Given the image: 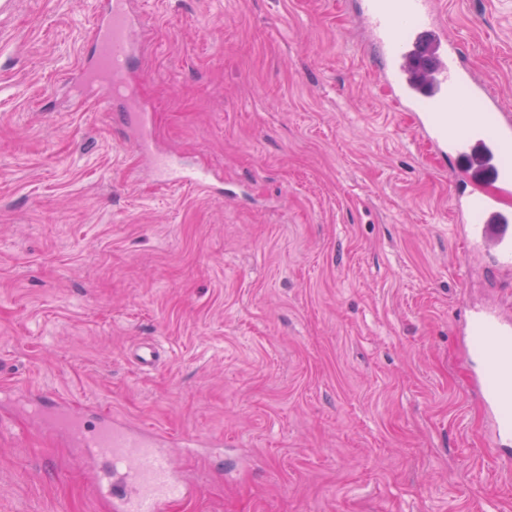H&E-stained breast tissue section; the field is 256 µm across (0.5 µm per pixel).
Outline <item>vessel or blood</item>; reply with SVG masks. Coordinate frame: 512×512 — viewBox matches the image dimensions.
Returning a JSON list of instances; mask_svg holds the SVG:
<instances>
[{"mask_svg": "<svg viewBox=\"0 0 512 512\" xmlns=\"http://www.w3.org/2000/svg\"><path fill=\"white\" fill-rule=\"evenodd\" d=\"M359 14L376 50L377 73L393 101L414 117L418 137L453 161L463 191L453 195L456 223L470 254L489 256L501 270L512 268V114L501 111L486 83L465 64L460 41L448 39L434 0H360ZM142 27L132 0H104L90 25L92 51L73 84L94 89L100 106L118 102L125 124L135 125L132 143L149 156L161 182L172 187L210 188L208 172L186 167L175 154L150 155L153 114L137 95L145 73L134 70ZM471 106L452 110L459 98ZM464 332L473 345L469 387L492 420L490 442L499 458L512 460V314L494 309L469 313ZM48 427L64 435L82 456L105 461L111 480L95 477L96 495L114 512H167L180 478L171 465L170 447L195 453L200 443L176 439L147 427H132L99 413L90 434L73 429L82 421L70 402L52 396Z\"/></svg>", "mask_w": 512, "mask_h": 512, "instance_id": "vessel-or-blood-1", "label": "vessel or blood"}]
</instances>
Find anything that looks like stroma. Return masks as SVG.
I'll return each instance as SVG.
<instances>
[{"mask_svg":"<svg viewBox=\"0 0 512 512\" xmlns=\"http://www.w3.org/2000/svg\"><path fill=\"white\" fill-rule=\"evenodd\" d=\"M101 7L0 10V512H109L24 413L44 390L223 440L172 449L171 512H512L459 329L512 311V271L462 247L356 0H138L157 145L210 192L156 180L72 88ZM438 10L512 114V0Z\"/></svg>","mask_w":512,"mask_h":512,"instance_id":"35a3bbf8","label":"stroma"}]
</instances>
